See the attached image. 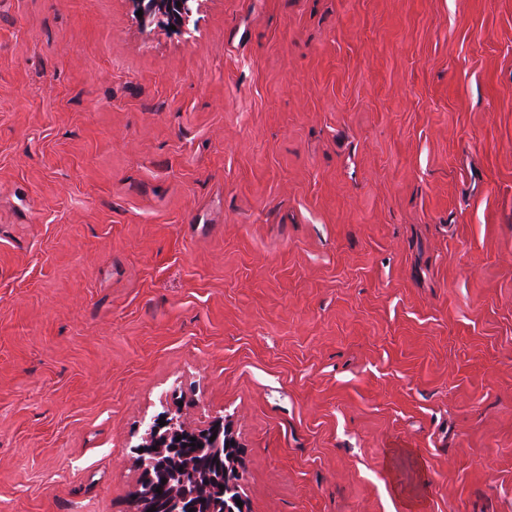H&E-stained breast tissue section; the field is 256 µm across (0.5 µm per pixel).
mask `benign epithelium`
<instances>
[{
  "mask_svg": "<svg viewBox=\"0 0 512 512\" xmlns=\"http://www.w3.org/2000/svg\"><path fill=\"white\" fill-rule=\"evenodd\" d=\"M136 10L143 15H156L161 27L169 33L182 36L187 33L192 8L189 0H132ZM165 425L154 423L149 425L140 444L135 446L139 450L135 458L138 471H143L147 463L146 457L159 458L166 454L176 455L181 449L191 447V444H200L204 448L224 446L225 460L216 459L206 469V477L212 481L211 489L219 492L231 493L237 490V478L240 472L239 445L234 443L236 437L231 425L218 417L206 425H198L181 416L164 415ZM181 440H176V437ZM196 441H190V438ZM132 495V512H189L198 509L200 505L191 500V497H181L177 491H172L168 497H157L150 486L136 483Z\"/></svg>",
  "mask_w": 512,
  "mask_h": 512,
  "instance_id": "1",
  "label": "benign epithelium"
}]
</instances>
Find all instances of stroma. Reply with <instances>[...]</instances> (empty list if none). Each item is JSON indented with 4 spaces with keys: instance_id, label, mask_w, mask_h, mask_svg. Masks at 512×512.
Listing matches in <instances>:
<instances>
[{
    "instance_id": "35a3bbf8",
    "label": "stroma",
    "mask_w": 512,
    "mask_h": 512,
    "mask_svg": "<svg viewBox=\"0 0 512 512\" xmlns=\"http://www.w3.org/2000/svg\"><path fill=\"white\" fill-rule=\"evenodd\" d=\"M177 409L246 512H512V0H0V512ZM191 0H132L137 11L142 10L143 17L156 14L163 27L170 34L183 36L188 31V25L192 16ZM180 2V6H177ZM167 20V22L165 21ZM175 26L176 30L170 29Z\"/></svg>"
}]
</instances>
